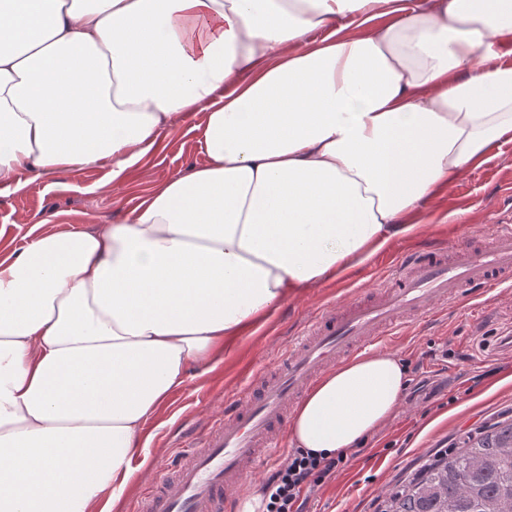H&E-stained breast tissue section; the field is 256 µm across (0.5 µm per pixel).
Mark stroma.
Returning a JSON list of instances; mask_svg holds the SVG:
<instances>
[{
    "mask_svg": "<svg viewBox=\"0 0 512 512\" xmlns=\"http://www.w3.org/2000/svg\"><path fill=\"white\" fill-rule=\"evenodd\" d=\"M204 159L194 120L165 136L142 166L113 179L111 164L59 174L0 196V239L25 245L34 225L67 230L124 220L154 187ZM423 230L398 238L355 273L286 302L255 332L229 342L224 362L210 372L190 367V379L150 418L149 448L137 452L131 487L121 512H142L150 482L200 433L211 414L237 398L260 372L276 369L289 344L326 306L366 296L387 280L407 250L448 243L481 248L498 227L512 225V144L447 189L423 214ZM512 329V290L497 288L470 306L423 318L392 337L407 372L402 402L390 421L351 450L308 512H382L387 494L410 479L433 455L458 447L467 435L512 419V352L477 354L484 337Z\"/></svg>",
    "mask_w": 512,
    "mask_h": 512,
    "instance_id": "1",
    "label": "stroma"
}]
</instances>
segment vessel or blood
I'll use <instances>...</instances> for the list:
<instances>
[{"label": "vessel or blood", "instance_id": "obj_1", "mask_svg": "<svg viewBox=\"0 0 512 512\" xmlns=\"http://www.w3.org/2000/svg\"><path fill=\"white\" fill-rule=\"evenodd\" d=\"M512 284V229H497L488 249L466 245L409 253L368 299L324 308L283 363L255 391L225 406L172 474L147 492L146 512H230L234 493L277 446L291 407L321 375L360 349L431 311H445Z\"/></svg>", "mask_w": 512, "mask_h": 512}]
</instances>
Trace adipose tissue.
Returning <instances> with one entry per match:
<instances>
[{
	"mask_svg": "<svg viewBox=\"0 0 512 512\" xmlns=\"http://www.w3.org/2000/svg\"><path fill=\"white\" fill-rule=\"evenodd\" d=\"M193 117L204 162L128 218L0 257V512H114L190 366L512 144V0H0V196L120 178ZM405 380L390 352L337 366L291 446L357 447Z\"/></svg>",
	"mask_w": 512,
	"mask_h": 512,
	"instance_id": "1",
	"label": "adipose tissue"
}]
</instances>
